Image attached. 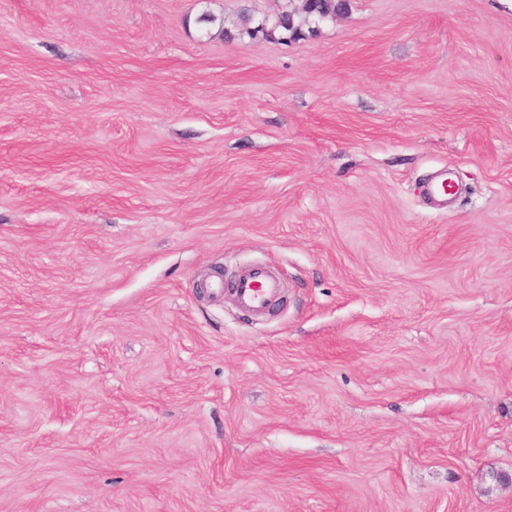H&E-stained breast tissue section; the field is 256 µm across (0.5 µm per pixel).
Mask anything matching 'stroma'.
I'll list each match as a JSON object with an SVG mask.
<instances>
[{"mask_svg": "<svg viewBox=\"0 0 512 512\" xmlns=\"http://www.w3.org/2000/svg\"><path fill=\"white\" fill-rule=\"evenodd\" d=\"M288 5L0 0V512H512V0ZM347 0H300L297 7L290 10L288 8L282 10L271 23L267 21L258 23L255 27L251 28L249 25L252 18L247 14L240 17L241 29L238 34L233 33L231 30L224 28V23L220 24V33L225 39H233L236 35L246 33L250 36H255L258 32L266 40H278L287 42L288 38L297 36L301 33L303 26L311 27L318 25L317 21H329L336 18L337 15L344 14L348 10ZM283 15L282 23H278V18ZM233 292L245 312L259 316L274 304L278 283L268 271L256 268L245 272L234 282Z\"/></svg>", "mask_w": 512, "mask_h": 512, "instance_id": "1", "label": "stroma"}]
</instances>
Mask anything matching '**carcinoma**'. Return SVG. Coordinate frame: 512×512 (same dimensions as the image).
Segmentation results:
<instances>
[{
    "label": "carcinoma",
    "instance_id": "cac0c4a2",
    "mask_svg": "<svg viewBox=\"0 0 512 512\" xmlns=\"http://www.w3.org/2000/svg\"><path fill=\"white\" fill-rule=\"evenodd\" d=\"M348 10L347 0H300V4L291 9L281 11L283 20L273 19L272 22H262L250 27L252 18L244 14L240 17L241 29L233 33L228 29H221L220 33L228 40L238 34L246 33L250 36L260 34L266 40L288 41L289 38L301 33L304 26L317 25L319 21H329Z\"/></svg>",
    "mask_w": 512,
    "mask_h": 512
}]
</instances>
